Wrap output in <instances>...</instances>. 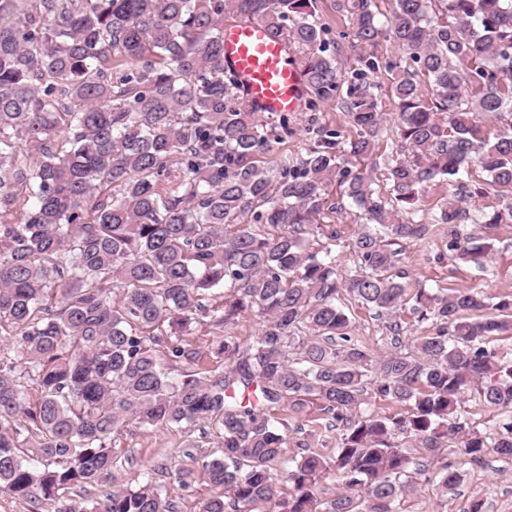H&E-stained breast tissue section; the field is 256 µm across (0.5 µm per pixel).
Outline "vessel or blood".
Masks as SVG:
<instances>
[{"label": "vessel or blood", "instance_id": "1", "mask_svg": "<svg viewBox=\"0 0 512 512\" xmlns=\"http://www.w3.org/2000/svg\"><path fill=\"white\" fill-rule=\"evenodd\" d=\"M224 65L245 99L266 117L304 111L307 85L287 40L254 20L224 25Z\"/></svg>", "mask_w": 512, "mask_h": 512}]
</instances>
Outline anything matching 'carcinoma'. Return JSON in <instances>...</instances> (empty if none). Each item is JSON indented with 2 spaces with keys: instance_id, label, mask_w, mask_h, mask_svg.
I'll list each match as a JSON object with an SVG mask.
<instances>
[{
  "instance_id": "obj_1",
  "label": "carcinoma",
  "mask_w": 512,
  "mask_h": 512,
  "mask_svg": "<svg viewBox=\"0 0 512 512\" xmlns=\"http://www.w3.org/2000/svg\"><path fill=\"white\" fill-rule=\"evenodd\" d=\"M374 6L336 9L358 46L388 40L405 53L385 70L408 155L387 168L384 191L373 178L386 134L380 61L363 56L345 74L317 0H0V331L12 328L24 359H0L1 491L35 512H178L153 470L88 507L64 498L112 479V434L131 418L211 429L221 454H190L194 466L177 473L187 487L199 471L216 491L200 512H399L421 476L446 494L461 466L512 460V363L487 342L512 332V296L412 289L395 248L446 224L448 250L486 272L489 246L471 245L461 225L512 222V0H391L383 22ZM226 15L286 37L306 72V110L336 104L356 138L345 146L341 131L318 126L305 155L263 161L292 133L290 118L269 127L240 97L224 67ZM471 165L504 207L476 218L458 195L421 207L427 188ZM334 181L366 219L346 279L330 252L304 244L312 229L336 240L318 223L343 209L327 193ZM216 293L220 308L208 305ZM344 293L386 319L392 350L351 335ZM254 307L263 324L252 344L215 341L224 370L179 379L156 358L162 344L172 361L196 362L181 336L202 318L225 329ZM406 309L430 324L412 353L397 349ZM467 391L504 411L494 432L463 415ZM313 397L336 447L300 443L286 460L288 427L273 411L286 403L300 415ZM374 398L406 415L378 414ZM452 446L456 460L442 461ZM329 473L341 486L323 500Z\"/></svg>"
}]
</instances>
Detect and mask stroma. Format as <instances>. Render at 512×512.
<instances>
[{
  "mask_svg": "<svg viewBox=\"0 0 512 512\" xmlns=\"http://www.w3.org/2000/svg\"><path fill=\"white\" fill-rule=\"evenodd\" d=\"M334 0H319L317 14L321 23L326 24L330 36L341 52L338 56L343 71L358 68L359 62L350 45L354 32L347 18L336 12ZM336 126L344 136H353L344 112L335 106L324 107L320 112H301L291 118L293 132L287 139L274 143L269 153L270 159L294 157L305 153L313 143L309 132L311 124ZM325 223L335 225L339 237L333 248L336 266L341 276H348L354 269V259L350 244L365 218L353 207L342 213H326ZM477 243L490 245L492 260L488 272L477 271L471 264L456 257L436 260L435 255L448 237V227L436 225L431 239L423 243H407L403 246L401 268L408 274L411 286L422 285L428 288H472L491 296L512 295V223L487 227L481 224L467 225ZM345 310L354 323V334L369 349L379 351L389 347L388 332L384 320L374 317L372 311L360 302L345 298ZM261 319L258 313L246 312L239 316L235 324L222 329L205 322L195 325L185 341L200 353L198 366L204 370H220L223 360L215 358L212 347L217 336L229 334L240 345H249L258 335ZM277 420L288 427L295 440L294 445L285 450L286 457L298 455V442H308L310 449L319 453H329L335 447L337 432L330 429L329 414L322 409L320 401H311L303 415L291 416L288 409L275 413ZM202 444L205 451L217 449V442L202 438L197 426L146 427L136 421H129L125 427L112 436V446L119 456L125 457L123 467L115 471V481L124 485L141 483L143 474L153 465L166 464V472L156 477L158 484L165 487L170 499L177 501L180 512H198L201 502L210 496L207 483L196 482L191 488L179 486L170 472L171 466L184 463L193 444ZM482 497L488 512H512V460L491 457L488 467H464L461 481L454 492L441 494L435 482L422 481L411 495L400 504L401 512H466L472 497Z\"/></svg>",
  "mask_w": 512,
  "mask_h": 512,
  "instance_id": "1",
  "label": "stroma"
}]
</instances>
